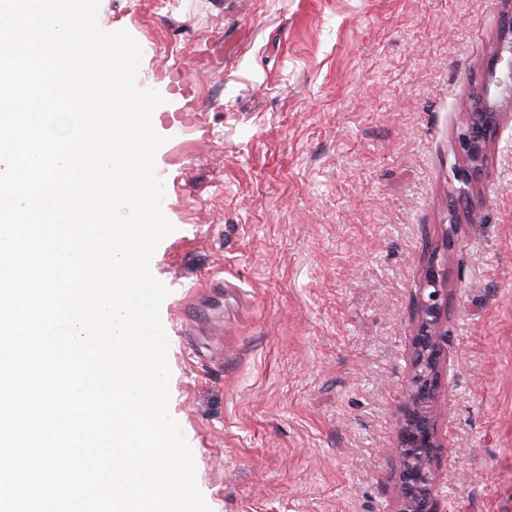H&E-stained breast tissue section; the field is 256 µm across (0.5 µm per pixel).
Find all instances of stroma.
<instances>
[{
  "label": "stroma",
  "mask_w": 512,
  "mask_h": 512,
  "mask_svg": "<svg viewBox=\"0 0 512 512\" xmlns=\"http://www.w3.org/2000/svg\"><path fill=\"white\" fill-rule=\"evenodd\" d=\"M502 0H100L163 97L171 416L213 512H396L419 288L448 276L440 512H512V98L457 135ZM450 249H441L444 236ZM502 1L505 8L500 18L497 49L489 63V76L481 92L473 98L457 137V148L464 165L456 174L460 187L451 197L448 207L450 224H457L455 218L459 209L471 203L477 185L491 160L490 146L499 128L502 113L497 112L494 97H491L490 85L495 83L497 87H503V90L512 94V1ZM506 52L510 53V58L506 62L508 72L504 79L495 80L497 65L503 62Z\"/></svg>",
  "instance_id": "obj_1"
}]
</instances>
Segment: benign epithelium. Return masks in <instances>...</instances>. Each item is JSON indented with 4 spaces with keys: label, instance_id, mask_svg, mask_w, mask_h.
Returning a JSON list of instances; mask_svg holds the SVG:
<instances>
[{
    "label": "benign epithelium",
    "instance_id": "1",
    "mask_svg": "<svg viewBox=\"0 0 512 512\" xmlns=\"http://www.w3.org/2000/svg\"><path fill=\"white\" fill-rule=\"evenodd\" d=\"M497 49L489 63V76L466 113L457 137V148L464 165L456 174L460 187L450 199L448 213L455 220L460 208L471 203L477 185L486 172L491 157L490 146L499 128L490 85L512 93V0H503ZM507 62L504 78H495L497 65ZM419 300V330L411 357V394L399 419L396 453L400 459L401 496L397 512H437L433 463L439 442L435 400L444 357L443 323L448 310V279L433 263L424 273Z\"/></svg>",
    "mask_w": 512,
    "mask_h": 512
}]
</instances>
